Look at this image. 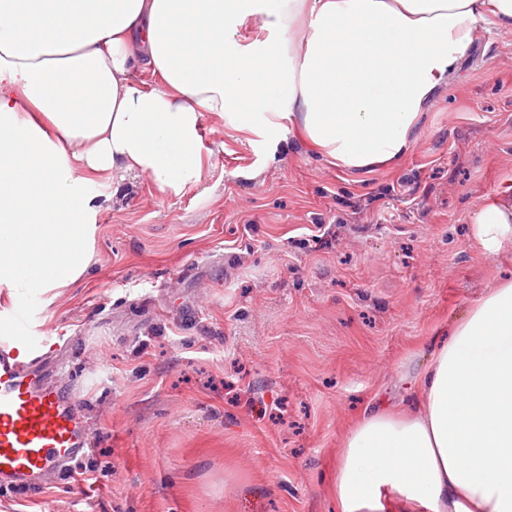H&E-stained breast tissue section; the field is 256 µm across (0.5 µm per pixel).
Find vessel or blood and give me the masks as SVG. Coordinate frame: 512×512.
Instances as JSON below:
<instances>
[{
  "mask_svg": "<svg viewBox=\"0 0 512 512\" xmlns=\"http://www.w3.org/2000/svg\"><path fill=\"white\" fill-rule=\"evenodd\" d=\"M26 309L0 322V489L33 490L44 475L70 471L91 450L66 391L41 387L37 374L51 346L30 336Z\"/></svg>",
  "mask_w": 512,
  "mask_h": 512,
  "instance_id": "vessel-or-blood-1",
  "label": "vessel or blood"
}]
</instances>
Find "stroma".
I'll list each match as a JSON object with an SVG mask.
<instances>
[{"label": "stroma", "instance_id": "35a3bbf8", "mask_svg": "<svg viewBox=\"0 0 512 512\" xmlns=\"http://www.w3.org/2000/svg\"><path fill=\"white\" fill-rule=\"evenodd\" d=\"M422 125L397 167L348 173L206 118L199 186L90 183L93 265L21 304L63 347L44 382L76 394L98 481L55 474L0 512H336L351 418L414 397L512 276L474 224L512 183V33L478 32Z\"/></svg>", "mask_w": 512, "mask_h": 512}]
</instances>
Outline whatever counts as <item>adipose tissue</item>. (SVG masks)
I'll list each match as a JSON object with an SVG mask.
<instances>
[{
  "mask_svg": "<svg viewBox=\"0 0 512 512\" xmlns=\"http://www.w3.org/2000/svg\"><path fill=\"white\" fill-rule=\"evenodd\" d=\"M257 21L278 40L238 39ZM481 29L512 32V0H0V286L83 278L93 179L200 185L206 115L270 141L299 131L346 171L397 164ZM475 223L486 249L512 236V185ZM415 383L416 402L353 422L336 512H512V281L451 325Z\"/></svg>",
  "mask_w": 512,
  "mask_h": 512,
  "instance_id": "1",
  "label": "adipose tissue"
}]
</instances>
